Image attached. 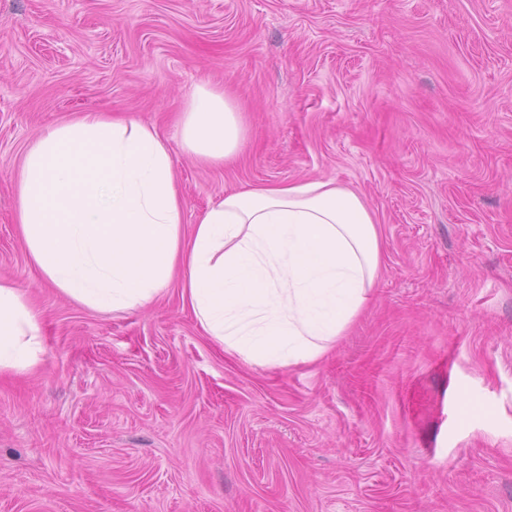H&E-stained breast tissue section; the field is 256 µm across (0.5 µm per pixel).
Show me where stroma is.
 <instances>
[{
	"mask_svg": "<svg viewBox=\"0 0 512 512\" xmlns=\"http://www.w3.org/2000/svg\"><path fill=\"white\" fill-rule=\"evenodd\" d=\"M232 164L183 154L197 84ZM155 124L187 224L224 191L324 179L380 226L372 302L299 367L230 357L172 283L97 313L14 221L26 145L86 108ZM43 311L0 379V512H512V0H0V278ZM241 112L224 88L196 85L186 97L179 125L183 153L205 166L234 161L242 148Z\"/></svg>",
	"mask_w": 512,
	"mask_h": 512,
	"instance_id": "35a3bbf8",
	"label": "stroma"
}]
</instances>
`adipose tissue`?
<instances>
[{
	"instance_id": "obj_1",
	"label": "adipose tissue",
	"mask_w": 512,
	"mask_h": 512,
	"mask_svg": "<svg viewBox=\"0 0 512 512\" xmlns=\"http://www.w3.org/2000/svg\"><path fill=\"white\" fill-rule=\"evenodd\" d=\"M244 129L222 88L196 85L179 125L183 153L234 161ZM14 213L30 263L94 312L151 305L180 278L182 300L213 344L258 367L311 364L371 301L381 233L365 200L333 180L229 191L185 220L170 150L154 125L98 111L36 136L14 178ZM44 354L42 314L0 279V374Z\"/></svg>"
}]
</instances>
